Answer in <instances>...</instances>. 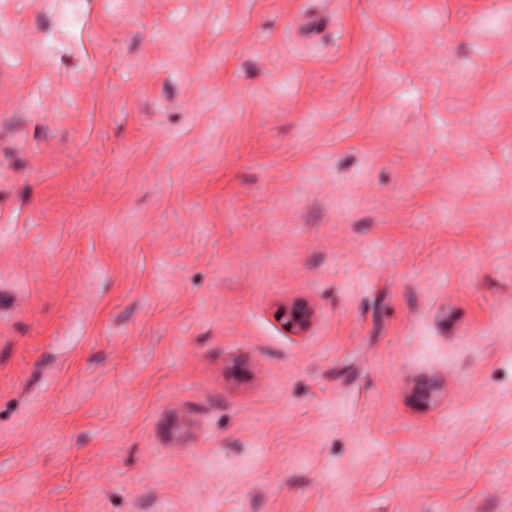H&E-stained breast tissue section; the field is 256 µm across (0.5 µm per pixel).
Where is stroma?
<instances>
[{
	"instance_id": "35a3bbf8",
	"label": "stroma",
	"mask_w": 512,
	"mask_h": 512,
	"mask_svg": "<svg viewBox=\"0 0 512 512\" xmlns=\"http://www.w3.org/2000/svg\"><path fill=\"white\" fill-rule=\"evenodd\" d=\"M0 512H512V0H0ZM276 316L288 335L305 336L317 319V309L310 299L296 297L279 304ZM442 390V380L435 375H422L415 384L413 394L423 405L433 403Z\"/></svg>"
}]
</instances>
